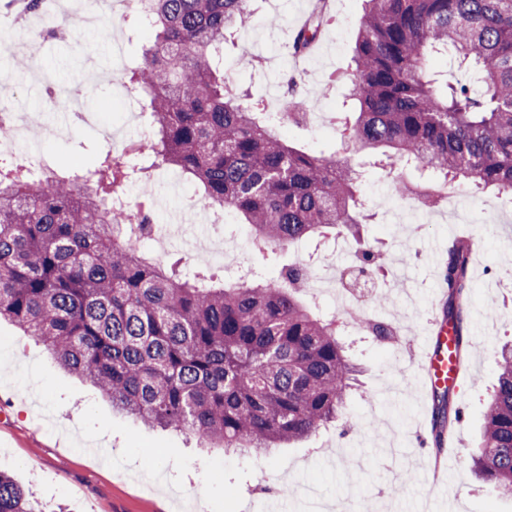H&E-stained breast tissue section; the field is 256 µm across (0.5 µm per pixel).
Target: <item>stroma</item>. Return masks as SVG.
Segmentation results:
<instances>
[{"label": "stroma", "mask_w": 512, "mask_h": 512, "mask_svg": "<svg viewBox=\"0 0 512 512\" xmlns=\"http://www.w3.org/2000/svg\"><path fill=\"white\" fill-rule=\"evenodd\" d=\"M250 14L224 43V81L247 103L266 111L284 107V85L296 78L304 97L319 103L317 125L288 124L281 132L292 146L317 156L341 151L330 115L349 107L354 80L353 46L364 0H330L334 20L325 26L310 55L293 61V29L306 21L312 0H251ZM127 66L141 63L153 39L136 13L113 21ZM98 66L107 75L96 96L84 103L86 118H72L55 134L58 114L44 111L43 86L30 80L39 69L58 85L88 79L75 45L46 42L36 66L9 73L15 102L31 118L28 143L14 151L44 155L54 171L80 176L107 151H120L135 138L133 119L143 107L126 96L112 72L109 48L98 47ZM361 186L367 200L387 198L396 211L412 201L388 174L362 159ZM198 185L179 169L165 167L130 184L132 200L150 195L158 221L169 223L195 198ZM454 204H442L430 219L389 223L383 211L361 228L366 241L380 242L386 274L380 277V313L397 329V342L381 345L349 336V357L360 369L335 428L280 449L259 460L198 450L188 435L147 430L116 415L91 385L67 375L32 337L0 323V470L9 472L41 501L67 512H312L302 487L315 488L322 512H441L444 499L456 512H512V498L493 495L478 484L463 461L480 441L486 392L497 381V353L512 342V199L494 192L455 190ZM218 234L238 240L239 256L260 277L289 264L296 247L264 258L249 245L251 232L238 221ZM471 238L473 288L469 296V346L463 389L451 390L452 419L444 449L443 489L429 469L434 446L422 422L427 402L417 373L429 328L441 315L442 250L449 233ZM224 469L223 483L210 477Z\"/></svg>", "instance_id": "35a3bbf8"}]
</instances>
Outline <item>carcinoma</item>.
<instances>
[{"mask_svg":"<svg viewBox=\"0 0 512 512\" xmlns=\"http://www.w3.org/2000/svg\"><path fill=\"white\" fill-rule=\"evenodd\" d=\"M156 30L144 62L124 87L150 111L158 138L107 152L81 177H29L0 164V321L33 336L66 372L149 427L187 432L205 448L267 457L336 422L356 368L339 336L342 321L300 299L308 265L282 268L266 283L214 284L164 265L143 249L144 233L114 221L137 171L172 162L200 186L197 199L228 208L265 253L329 233L356 235L362 223L361 167L308 154L279 127L305 115L287 82L291 112H259L224 87V36L249 0H142ZM355 39L357 110L334 116L346 151H373L382 166L415 170L399 183L424 209L465 183L512 193V0H364ZM325 0L294 41L307 51L327 22ZM444 55L467 84L433 68ZM369 278L380 254L358 243ZM445 318L463 350L471 291L469 245L454 243L443 264ZM383 340L391 330L351 316ZM498 380L471 469L512 497V346L497 356ZM449 392L435 394L433 441L444 440ZM0 512H44L0 471Z\"/></svg>","mask_w":512,"mask_h":512,"instance_id":"1","label":"carcinoma"}]
</instances>
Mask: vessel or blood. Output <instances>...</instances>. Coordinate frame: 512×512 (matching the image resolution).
I'll list each match as a JSON object with an SVG mask.
<instances>
[{
    "label": "vessel or blood",
    "instance_id": "vessel-or-blood-1",
    "mask_svg": "<svg viewBox=\"0 0 512 512\" xmlns=\"http://www.w3.org/2000/svg\"><path fill=\"white\" fill-rule=\"evenodd\" d=\"M456 336L443 320H436L431 338L423 349L419 368L426 393L442 392L447 387H459L463 370L456 357Z\"/></svg>",
    "mask_w": 512,
    "mask_h": 512
}]
</instances>
